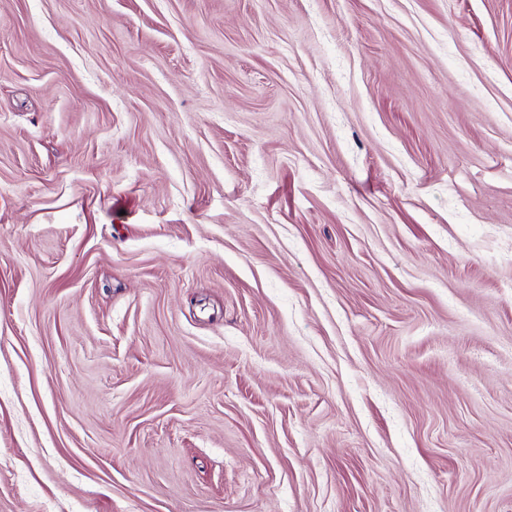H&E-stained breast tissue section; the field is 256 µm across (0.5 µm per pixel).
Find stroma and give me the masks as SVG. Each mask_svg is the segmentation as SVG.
Returning a JSON list of instances; mask_svg holds the SVG:
<instances>
[{"label":"stroma","instance_id":"obj_1","mask_svg":"<svg viewBox=\"0 0 512 512\" xmlns=\"http://www.w3.org/2000/svg\"><path fill=\"white\" fill-rule=\"evenodd\" d=\"M0 512H512V0H0Z\"/></svg>","mask_w":512,"mask_h":512}]
</instances>
